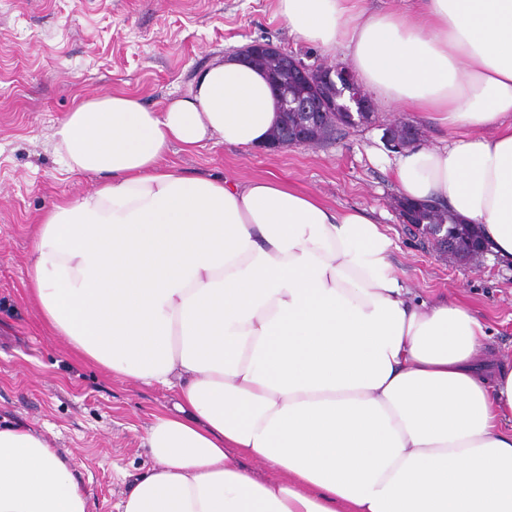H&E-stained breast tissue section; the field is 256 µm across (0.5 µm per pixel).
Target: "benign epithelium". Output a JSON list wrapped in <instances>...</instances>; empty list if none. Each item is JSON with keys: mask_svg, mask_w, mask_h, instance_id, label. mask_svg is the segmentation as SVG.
Here are the masks:
<instances>
[{"mask_svg": "<svg viewBox=\"0 0 512 512\" xmlns=\"http://www.w3.org/2000/svg\"><path fill=\"white\" fill-rule=\"evenodd\" d=\"M251 62L264 63L270 77L285 60V75L277 80L281 124L271 147L293 148L317 145L340 125L359 127L375 122L377 112L353 75L340 64H309L299 55L270 43L252 42L239 49ZM423 129L408 120L385 125L383 140L391 150L403 151L422 140ZM413 235L431 241L436 254L460 266H471L486 253L477 241L476 224H410Z\"/></svg>", "mask_w": 512, "mask_h": 512, "instance_id": "benign-epithelium-1", "label": "benign epithelium"}]
</instances>
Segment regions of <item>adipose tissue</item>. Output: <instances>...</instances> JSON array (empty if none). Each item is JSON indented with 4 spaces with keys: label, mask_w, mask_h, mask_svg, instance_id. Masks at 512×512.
I'll return each mask as SVG.
<instances>
[{
    "label": "adipose tissue",
    "mask_w": 512,
    "mask_h": 512,
    "mask_svg": "<svg viewBox=\"0 0 512 512\" xmlns=\"http://www.w3.org/2000/svg\"><path fill=\"white\" fill-rule=\"evenodd\" d=\"M276 14L344 48L374 99L453 133L399 155L400 195L479 225L512 262V0H276ZM277 122L265 74L229 55L162 108L107 91L54 132L96 186L34 224L29 296L78 356L172 394L120 512H512V368L481 319L416 302L361 209L163 163L175 144L264 145ZM92 508L65 455L0 427V512Z\"/></svg>",
    "instance_id": "adipose-tissue-1"
}]
</instances>
